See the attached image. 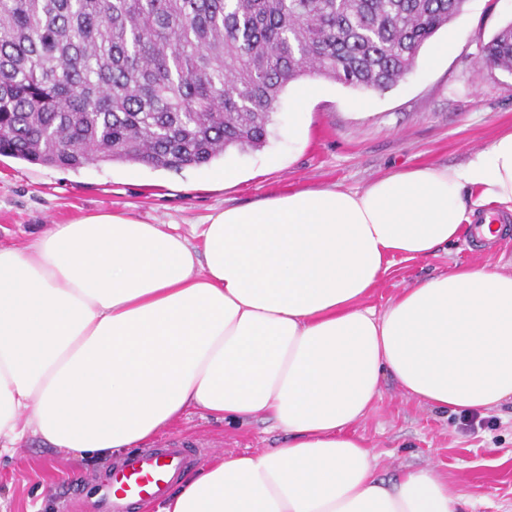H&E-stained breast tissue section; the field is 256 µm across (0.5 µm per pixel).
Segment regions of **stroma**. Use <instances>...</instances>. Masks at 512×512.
<instances>
[{
	"instance_id": "1",
	"label": "stroma",
	"mask_w": 512,
	"mask_h": 512,
	"mask_svg": "<svg viewBox=\"0 0 512 512\" xmlns=\"http://www.w3.org/2000/svg\"><path fill=\"white\" fill-rule=\"evenodd\" d=\"M512 22V0H467L436 41L448 52L414 68L385 91H359L316 77V93L298 102L290 84L273 115L266 145L231 148L210 164L179 170L103 162L77 169L0 155V245L22 248L54 224L100 211L129 212L148 224L191 235L213 210L247 206L299 189L362 190L378 177L419 165L466 163L499 134L512 130V74L482 63L481 46ZM241 181L225 185L224 169ZM512 260V232L488 245L461 243L396 263L381 275L367 305L383 309L402 289L458 266L501 269ZM381 399L357 425L392 478L432 468L466 499L461 512H512V406L489 411L486 424L466 429L462 416L433 411L401 393L391 378ZM201 444L206 455L279 447L280 431L264 419L229 425L199 412L166 432ZM108 462L86 460L29 436L0 456V512H62Z\"/></svg>"
}]
</instances>
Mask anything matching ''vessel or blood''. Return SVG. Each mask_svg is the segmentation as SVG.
Listing matches in <instances>:
<instances>
[{
	"label": "vessel or blood",
	"instance_id": "1",
	"mask_svg": "<svg viewBox=\"0 0 512 512\" xmlns=\"http://www.w3.org/2000/svg\"><path fill=\"white\" fill-rule=\"evenodd\" d=\"M197 455V449L170 440L114 461L108 476L90 489L93 512H128L130 502L158 499Z\"/></svg>",
	"mask_w": 512,
	"mask_h": 512
}]
</instances>
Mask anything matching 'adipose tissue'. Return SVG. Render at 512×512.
<instances>
[{
	"label": "adipose tissue",
	"instance_id": "ef3b65f1",
	"mask_svg": "<svg viewBox=\"0 0 512 512\" xmlns=\"http://www.w3.org/2000/svg\"><path fill=\"white\" fill-rule=\"evenodd\" d=\"M489 206L512 212V132L462 165L226 208L195 243L104 212L0 246V455L33 435L107 457L191 410L262 415L281 447L211 457L154 512H454L447 477L383 478L355 426L387 375L440 412L511 402L512 273L363 300L395 259L497 238Z\"/></svg>",
	"mask_w": 512,
	"mask_h": 512
}]
</instances>
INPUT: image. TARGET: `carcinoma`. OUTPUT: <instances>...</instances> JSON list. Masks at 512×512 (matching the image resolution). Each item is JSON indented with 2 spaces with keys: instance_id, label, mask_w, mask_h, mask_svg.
<instances>
[{
  "instance_id": "1",
  "label": "carcinoma",
  "mask_w": 512,
  "mask_h": 512,
  "mask_svg": "<svg viewBox=\"0 0 512 512\" xmlns=\"http://www.w3.org/2000/svg\"><path fill=\"white\" fill-rule=\"evenodd\" d=\"M462 0H0V154L201 166L259 149L282 93L385 91ZM512 73V24L482 47Z\"/></svg>"
}]
</instances>
